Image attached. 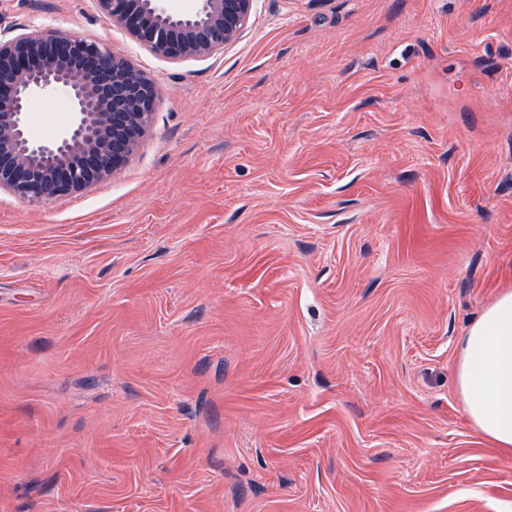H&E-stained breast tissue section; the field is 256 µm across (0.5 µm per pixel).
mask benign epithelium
Instances as JSON below:
<instances>
[{"label":"benign epithelium","instance_id":"7a95c632","mask_svg":"<svg viewBox=\"0 0 512 512\" xmlns=\"http://www.w3.org/2000/svg\"><path fill=\"white\" fill-rule=\"evenodd\" d=\"M99 10L153 54L204 59L246 30L254 0H199L178 14L164 0H97ZM63 90L74 115L48 141L27 120L35 97ZM155 78L101 42L62 32L0 28V189L36 202L80 193L109 178L150 124Z\"/></svg>","mask_w":512,"mask_h":512}]
</instances>
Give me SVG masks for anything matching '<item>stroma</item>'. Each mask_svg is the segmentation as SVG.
<instances>
[{
	"mask_svg": "<svg viewBox=\"0 0 512 512\" xmlns=\"http://www.w3.org/2000/svg\"><path fill=\"white\" fill-rule=\"evenodd\" d=\"M111 178L0 189V512H512L456 341L512 287V0H256ZM66 96L35 99L54 139Z\"/></svg>",
	"mask_w": 512,
	"mask_h": 512,
	"instance_id": "35a3bbf8",
	"label": "stroma"
}]
</instances>
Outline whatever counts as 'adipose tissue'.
<instances>
[{
  "label": "adipose tissue",
  "mask_w": 512,
  "mask_h": 512,
  "mask_svg": "<svg viewBox=\"0 0 512 512\" xmlns=\"http://www.w3.org/2000/svg\"><path fill=\"white\" fill-rule=\"evenodd\" d=\"M456 385L479 435L512 457V289H503L458 342Z\"/></svg>",
  "instance_id": "obj_1"
}]
</instances>
